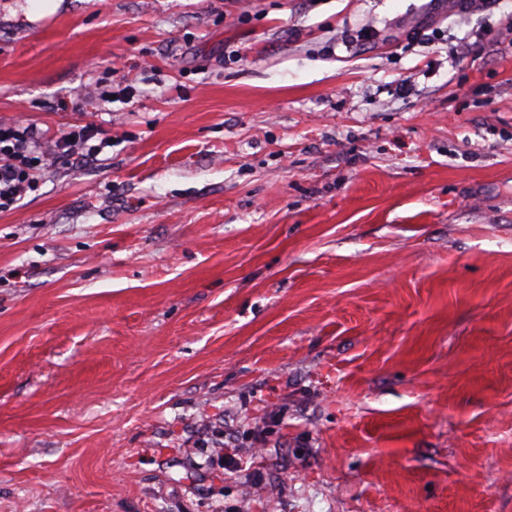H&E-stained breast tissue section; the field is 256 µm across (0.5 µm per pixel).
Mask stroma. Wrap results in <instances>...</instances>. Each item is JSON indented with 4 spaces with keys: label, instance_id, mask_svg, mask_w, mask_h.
Returning a JSON list of instances; mask_svg holds the SVG:
<instances>
[{
    "label": "stroma",
    "instance_id": "stroma-1",
    "mask_svg": "<svg viewBox=\"0 0 512 512\" xmlns=\"http://www.w3.org/2000/svg\"><path fill=\"white\" fill-rule=\"evenodd\" d=\"M29 8L0 512H512V0ZM93 139L98 144H89ZM111 147V139L95 125H74L58 137L52 145V151L57 156L78 162L97 160L104 148Z\"/></svg>",
    "mask_w": 512,
    "mask_h": 512
}]
</instances>
